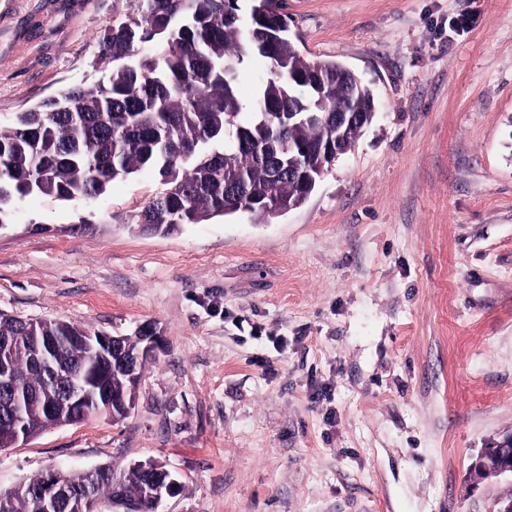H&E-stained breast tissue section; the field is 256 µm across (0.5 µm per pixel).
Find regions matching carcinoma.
I'll list each match as a JSON object with an SVG mask.
<instances>
[{"label":"carcinoma","mask_w":512,"mask_h":512,"mask_svg":"<svg viewBox=\"0 0 512 512\" xmlns=\"http://www.w3.org/2000/svg\"><path fill=\"white\" fill-rule=\"evenodd\" d=\"M285 0H252L250 20L239 21L237 0H131L112 17L97 45V60L112 63L93 86L68 87L41 105L0 118V224L8 222L16 198L46 196L72 202L103 194L117 179L144 168L158 171L164 189L144 205L140 223L158 232L167 224H201L235 205L224 185L254 198L247 210L276 214L306 200L296 180L275 178L269 163L302 155L326 139L330 128L297 122L282 126L265 112L288 111V98L313 99L334 112L351 106L352 80L333 60L302 54L290 36ZM258 56L267 67L251 111L238 95V71ZM244 129L248 149L237 148L228 130ZM59 337L66 364H91L93 350L72 340L88 328L71 321L38 322L0 313V339L10 338L17 398L55 396L54 381L30 358L29 337ZM33 437L55 421L27 415ZM76 473L42 474L24 482L27 491L0 495V512H33V497L51 484L65 492L78 486ZM139 512H151L147 475L131 468L122 479ZM94 499L112 501V479L90 487Z\"/></svg>","instance_id":"cac0c4a2"}]
</instances>
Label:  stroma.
Listing matches in <instances>:
<instances>
[{
	"mask_svg": "<svg viewBox=\"0 0 512 512\" xmlns=\"http://www.w3.org/2000/svg\"><path fill=\"white\" fill-rule=\"evenodd\" d=\"M290 34L376 96L298 208L141 232L143 169L16 201L0 312L152 327L136 403L0 451L50 469L163 465V512H489L471 467L512 432V0H286ZM126 0H0V116L104 74Z\"/></svg>",
	"mask_w": 512,
	"mask_h": 512,
	"instance_id": "35a3bbf8",
	"label": "stroma"
}]
</instances>
